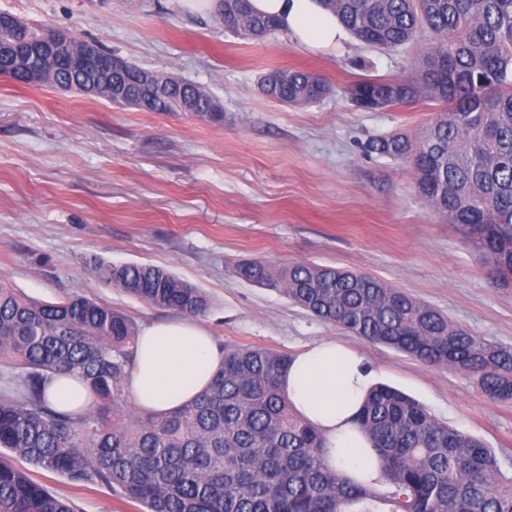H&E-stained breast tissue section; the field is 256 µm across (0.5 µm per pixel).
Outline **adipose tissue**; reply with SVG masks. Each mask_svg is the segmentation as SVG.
Returning <instances> with one entry per match:
<instances>
[{
    "instance_id": "ef3b65f1",
    "label": "adipose tissue",
    "mask_w": 512,
    "mask_h": 512,
    "mask_svg": "<svg viewBox=\"0 0 512 512\" xmlns=\"http://www.w3.org/2000/svg\"><path fill=\"white\" fill-rule=\"evenodd\" d=\"M259 14L276 17L281 32L310 52L335 51L349 33L322 0H250ZM224 353L197 321L154 323L138 338L130 381L139 410L164 416L207 389ZM373 384L355 350L324 339L294 356L282 390L301 417L316 427L332 466L361 480L379 477L377 457L354 420Z\"/></svg>"
}]
</instances>
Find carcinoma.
Masks as SVG:
<instances>
[{
    "label": "carcinoma",
    "mask_w": 512,
    "mask_h": 512,
    "mask_svg": "<svg viewBox=\"0 0 512 512\" xmlns=\"http://www.w3.org/2000/svg\"><path fill=\"white\" fill-rule=\"evenodd\" d=\"M361 43L396 51L429 35L406 78L367 77L345 89L353 105L426 100L442 106L412 138L396 134L371 149L414 171L426 207L461 227L491 274L512 279V0H322ZM215 17L247 40L279 30L249 0H217ZM47 29H0V45L37 43ZM80 79L71 62L51 64L44 85ZM265 95L291 106L333 92L327 77L271 69ZM220 123L217 100L189 82L153 99L151 112ZM99 281L144 304L188 318L210 300L162 266L85 260ZM245 281L274 288L311 316L427 366L477 377L490 400L512 403V349L489 343L431 304L367 273L311 263L278 270L262 260L236 266ZM138 328L126 314L83 294L55 302L24 295L0 277V448L75 483L98 481L143 512H512V475L478 438L437 420L422 404L383 384L357 417L381 466L376 481L326 464L319 431L281 392L291 356L227 347L224 365L195 400L167 416L125 410ZM77 375L92 395L74 414L45 393ZM0 512H78L0 458Z\"/></svg>",
    "instance_id": "1"
}]
</instances>
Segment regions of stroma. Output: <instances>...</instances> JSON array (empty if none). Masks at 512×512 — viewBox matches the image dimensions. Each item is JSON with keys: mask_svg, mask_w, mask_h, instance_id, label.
<instances>
[{"mask_svg": "<svg viewBox=\"0 0 512 512\" xmlns=\"http://www.w3.org/2000/svg\"><path fill=\"white\" fill-rule=\"evenodd\" d=\"M0 12L205 86L224 107L213 124L0 78V277L44 301L90 296L142 328L175 314L93 279L84 261L166 267L209 295L202 322L219 346L293 355L337 339L376 381L483 440L512 474V403L489 401L475 377L367 343L233 274L251 260L368 273L512 348V282L492 277L462 230L426 208L411 169L366 150L374 139L420 132L437 105L363 111L343 93L365 76L409 75L427 38L399 51L352 38L325 55L279 32L242 40L176 0H0ZM273 68L322 74L334 91L304 107L281 103L257 89ZM32 474L79 512H141L101 483Z\"/></svg>", "mask_w": 512, "mask_h": 512, "instance_id": "obj_1", "label": "stroma"}]
</instances>
